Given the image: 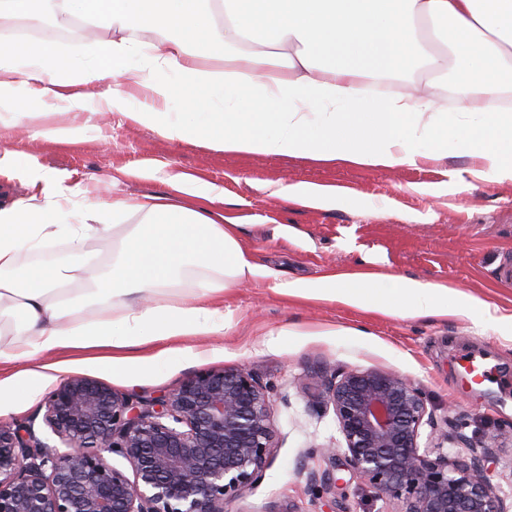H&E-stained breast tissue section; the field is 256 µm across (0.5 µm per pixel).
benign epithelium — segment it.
Wrapping results in <instances>:
<instances>
[{
    "label": "benign epithelium",
    "instance_id": "obj_1",
    "mask_svg": "<svg viewBox=\"0 0 512 512\" xmlns=\"http://www.w3.org/2000/svg\"><path fill=\"white\" fill-rule=\"evenodd\" d=\"M273 388L245 367L208 370L168 396L136 405L108 385L72 376L43 399V423L65 450L37 438L33 422L0 424V512H224L258 483L277 433ZM348 471L398 512H512L486 475L494 446L461 433L420 446L433 424L422 391L396 372L348 368L325 386ZM463 442L465 457L443 442ZM130 465L134 479L106 458Z\"/></svg>",
    "mask_w": 512,
    "mask_h": 512
}]
</instances>
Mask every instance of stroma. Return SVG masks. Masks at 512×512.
I'll return each instance as SVG.
<instances>
[{
	"label": "stroma",
	"instance_id": "obj_1",
	"mask_svg": "<svg viewBox=\"0 0 512 512\" xmlns=\"http://www.w3.org/2000/svg\"><path fill=\"white\" fill-rule=\"evenodd\" d=\"M16 26L49 29V43L77 55L111 31L72 36L70 26L21 17ZM84 127L76 142L60 144L49 130ZM27 157L28 167L6 163ZM474 158L455 151L439 160L392 169L371 165H324L284 155H242L204 144L175 143L132 125L118 113L89 116L84 103H52L21 112L0 108V202L28 198L29 178L40 173L99 202L117 197L175 196L170 176L185 175L223 189L224 214L239 220L256 263L272 277L245 280L224 293V330L157 342V349L193 347V360L172 354L148 366L115 369L92 354L43 353L0 363V380L17 375L10 409L0 423L33 421L38 438L57 445L43 423L44 397L73 375L95 378L134 400L167 395L207 370L247 367L277 391L272 416L278 446L263 479L227 499L226 512H395L393 502L356 491L342 460L329 466L335 491L314 494L302 471L319 448L339 447L333 411L317 399L326 380L353 367L395 371L421 388L433 423L447 420L465 435L489 433L512 420V285L497 267L512 256V183L471 179ZM335 189L334 207L283 200L284 184ZM371 267L422 282L441 283L488 303V316L385 315L339 301L302 300L273 292L275 281L313 282L325 274ZM471 354L496 373L495 383L463 385L459 361Z\"/></svg>",
	"mask_w": 512,
	"mask_h": 512
}]
</instances>
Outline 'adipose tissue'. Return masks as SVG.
Listing matches in <instances>:
<instances>
[{"label":"adipose tissue","mask_w":512,"mask_h":512,"mask_svg":"<svg viewBox=\"0 0 512 512\" xmlns=\"http://www.w3.org/2000/svg\"><path fill=\"white\" fill-rule=\"evenodd\" d=\"M45 8L56 23L82 19L112 37L89 60L1 41L0 100L22 84L30 100L48 94L62 106L94 98L110 76L119 88L96 98V111L172 142L383 168L459 149L477 159L474 178L512 183V108L499 105L512 77V0H0V25ZM144 29L161 39L140 41ZM205 56L223 58V70L204 68ZM408 71L422 75L409 90L364 89L370 78ZM450 71L479 97L469 120L432 99ZM31 186L28 199L0 207V356L109 347L114 365H146L141 347L223 331L224 310L212 299L271 275L252 262L210 185L185 184L179 203L113 199L109 224L97 205L42 175ZM126 215L136 222L102 265L85 245L113 235ZM62 237L64 257L22 261ZM275 289L388 314L448 316L466 300L440 284L374 272Z\"/></svg>","instance_id":"obj_1"}]
</instances>
